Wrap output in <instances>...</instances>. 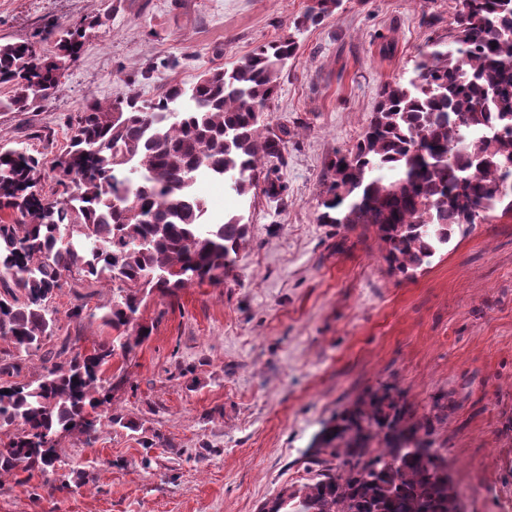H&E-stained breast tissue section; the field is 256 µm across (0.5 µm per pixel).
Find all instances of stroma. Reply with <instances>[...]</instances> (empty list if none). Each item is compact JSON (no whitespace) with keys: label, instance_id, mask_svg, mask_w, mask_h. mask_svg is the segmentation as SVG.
Wrapping results in <instances>:
<instances>
[{"label":"stroma","instance_id":"obj_1","mask_svg":"<svg viewBox=\"0 0 512 512\" xmlns=\"http://www.w3.org/2000/svg\"><path fill=\"white\" fill-rule=\"evenodd\" d=\"M308 0H0V41L38 42L45 25L86 26L56 99L0 111V147L44 163L63 154L68 124L92 101L150 102L287 35ZM105 25L90 27L94 16ZM455 0H343L304 31L266 116L287 126L276 173L283 198L245 202L200 179L205 221L243 215L247 245L223 279L151 293L136 319L150 336L103 370L111 406L134 429L59 437L64 480L15 470L0 512H259L307 483L305 456L337 415L391 389L418 415L448 465L460 512H512V217L454 232L429 266L390 270L373 232L317 221L328 166L359 139L380 87L406 81L427 44L447 41ZM392 52H384L386 44ZM113 286L71 274L51 300L53 337L23 363L38 378L64 338L89 350L112 337L75 323L111 302ZM454 406L437 416L434 402Z\"/></svg>","mask_w":512,"mask_h":512}]
</instances>
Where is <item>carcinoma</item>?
Here are the masks:
<instances>
[{"instance_id": "1", "label": "carcinoma", "mask_w": 512, "mask_h": 512, "mask_svg": "<svg viewBox=\"0 0 512 512\" xmlns=\"http://www.w3.org/2000/svg\"><path fill=\"white\" fill-rule=\"evenodd\" d=\"M318 5L294 21L317 26L341 6ZM448 43L421 53L415 76L385 84L355 146L329 164L331 180L317 221L374 228L384 259L407 275L430 262L453 228L512 213V0H461ZM85 29L66 30L45 56L29 42H0V111L27 112L58 95ZM496 46H491V43ZM293 36L270 41L230 69L202 73L189 87L170 85L156 101L132 93L94 102L69 124V147L54 161L58 182L75 183L62 200L33 191L43 163L0 148V286L24 301L0 297V337L16 353L0 357V428L19 426L0 442V478L21 467L56 473L60 434L95 438L107 421L131 429L122 414L98 409L103 367L148 336L134 325L141 297L212 281L247 241L242 216L203 222L194 185L203 176L230 180L241 199L257 189L281 196L286 186L263 159L283 161L288 128L271 131L264 114L278 96L279 76L295 55ZM192 106L172 116L170 105ZM129 169L140 175L128 181ZM73 272L124 287L101 314L73 305L67 316L99 318L118 335L91 350L64 343L36 380L12 381L20 357L54 335L48 302ZM431 420L418 418L390 391L347 408L308 459L313 478L284 488L261 512H447L454 488L432 474Z\"/></svg>"}]
</instances>
